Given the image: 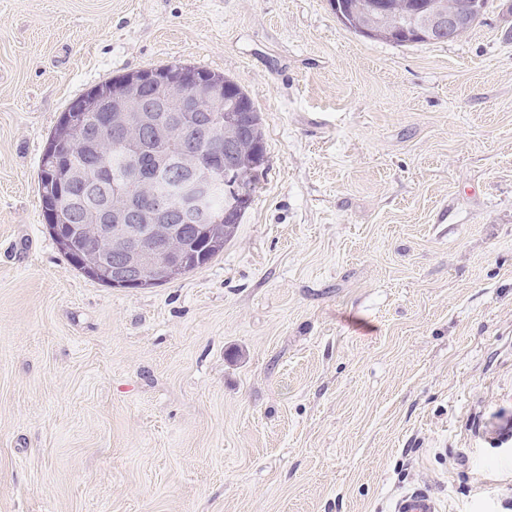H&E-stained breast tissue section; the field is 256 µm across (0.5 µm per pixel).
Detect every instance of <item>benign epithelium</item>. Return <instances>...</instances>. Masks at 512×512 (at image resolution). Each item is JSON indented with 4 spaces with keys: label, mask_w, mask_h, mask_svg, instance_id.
<instances>
[{
    "label": "benign epithelium",
    "mask_w": 512,
    "mask_h": 512,
    "mask_svg": "<svg viewBox=\"0 0 512 512\" xmlns=\"http://www.w3.org/2000/svg\"><path fill=\"white\" fill-rule=\"evenodd\" d=\"M482 10L481 0H468L463 9L448 7L446 0H428L408 7L402 30L425 41L452 42L482 17ZM98 108L107 113L113 141H121L137 130L158 154L180 141L184 166L195 172L194 179L184 187L163 192L150 174L136 165L130 171L128 187L114 191L103 205L111 220L109 233H99V214L93 210L89 223L61 236L65 245L75 234L90 240L84 263L108 275L114 286L141 288L149 275L171 277L185 264L182 250L175 245L179 227L169 223L173 213L195 223L198 234L203 235L214 222L234 223L252 195L235 174L233 160L238 143L224 137L223 80L191 68L133 70L117 82V89L104 105H98L96 99H78L56 145L79 137L83 121ZM188 129L206 144V150L197 151L184 143ZM103 151L100 145L83 163L72 166L70 180L80 183L92 177ZM220 184L228 190L231 201L215 212L210 198ZM142 219L148 223H140Z\"/></svg>",
    "instance_id": "benign-epithelium-1"
}]
</instances>
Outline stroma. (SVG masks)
<instances>
[{
    "mask_svg": "<svg viewBox=\"0 0 512 512\" xmlns=\"http://www.w3.org/2000/svg\"><path fill=\"white\" fill-rule=\"evenodd\" d=\"M224 75L266 162L223 252L155 288L62 255V112ZM512 512V0L449 43L330 0H0V512ZM395 512H439L435 498L417 489L403 494L396 502Z\"/></svg>",
    "mask_w": 512,
    "mask_h": 512,
    "instance_id": "stroma-1",
    "label": "stroma"
}]
</instances>
